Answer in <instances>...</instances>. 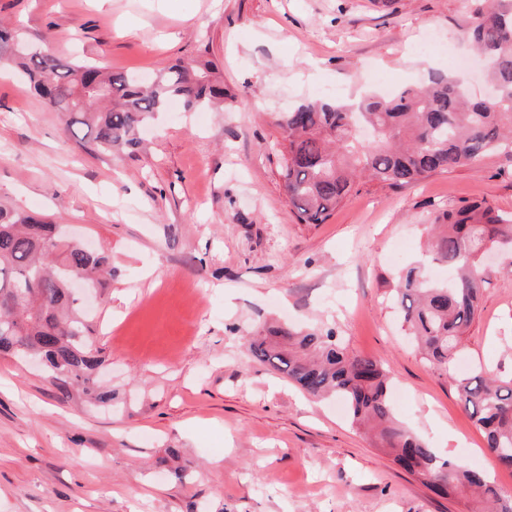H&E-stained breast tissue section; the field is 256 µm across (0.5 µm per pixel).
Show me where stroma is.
Instances as JSON below:
<instances>
[{
	"mask_svg": "<svg viewBox=\"0 0 512 512\" xmlns=\"http://www.w3.org/2000/svg\"><path fill=\"white\" fill-rule=\"evenodd\" d=\"M490 0H0V21L53 53L155 75L211 64L220 112L171 101L135 153L95 150L29 84L0 71V200L103 246L96 327L111 406L61 394L41 365L0 354V512H462L395 466L342 408L246 351L271 322L328 325L392 376L398 418L512 494L445 370L389 300L434 213L478 200L512 212V153L389 186L361 180L321 224L300 223L275 115L469 59ZM435 47H413L427 36ZM461 367L512 380V251L486 273ZM177 449L171 461L169 449Z\"/></svg>",
	"mask_w": 512,
	"mask_h": 512,
	"instance_id": "stroma-1",
	"label": "stroma"
}]
</instances>
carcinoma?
Masks as SVG:
<instances>
[{
    "mask_svg": "<svg viewBox=\"0 0 512 512\" xmlns=\"http://www.w3.org/2000/svg\"><path fill=\"white\" fill-rule=\"evenodd\" d=\"M470 37L497 90L492 102L469 98L451 72L431 70L426 84L390 97L371 95L352 105L319 100L283 113L282 177L299 221L324 223L363 178L402 186L491 152H512V0H492L477 11ZM0 58L18 68L49 107L66 115L67 126L86 128L95 148L106 154L135 151L142 128L172 99L182 101L187 112L224 102V87L214 82L211 68L195 60H180L146 83L128 71L33 47L18 30L1 24ZM432 227V261L452 269L453 277L433 280L408 268L397 278L394 302L427 359L448 368L480 314L485 253L512 247V213L462 202L437 211ZM80 275L95 288L112 277L106 251L90 255L60 225L0 203V353L37 356L61 392L77 384L109 404L112 390L97 379L104 358L95 316L71 286V278ZM248 351L306 394L342 401L352 424L372 430L378 446L436 494L460 499L466 512H512V498L503 497L480 471L441 457L397 419L382 365L349 351L333 329L273 327L252 337ZM456 388L486 448L512 470V381L475 370L456 379Z\"/></svg>",
    "mask_w": 512,
    "mask_h": 512,
    "instance_id": "carcinoma-1",
    "label": "carcinoma"
}]
</instances>
